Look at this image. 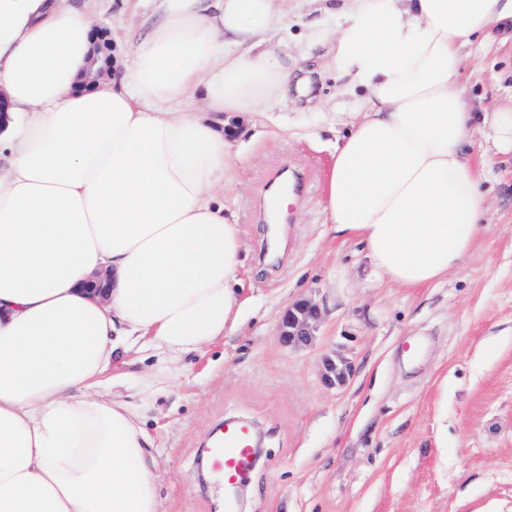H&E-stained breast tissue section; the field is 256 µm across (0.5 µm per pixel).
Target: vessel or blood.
I'll use <instances>...</instances> for the list:
<instances>
[{
    "label": "vessel or blood",
    "instance_id": "obj_1",
    "mask_svg": "<svg viewBox=\"0 0 512 512\" xmlns=\"http://www.w3.org/2000/svg\"><path fill=\"white\" fill-rule=\"evenodd\" d=\"M283 186L297 196L304 194L307 189L301 175L286 169L277 172L269 184L273 191ZM254 448L252 428L240 421L224 423L211 440L210 466L224 483L226 512H237V488L254 468Z\"/></svg>",
    "mask_w": 512,
    "mask_h": 512
}]
</instances>
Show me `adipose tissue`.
I'll list each match as a JSON object with an SVG mask.
<instances>
[{
  "label": "adipose tissue",
  "mask_w": 512,
  "mask_h": 512,
  "mask_svg": "<svg viewBox=\"0 0 512 512\" xmlns=\"http://www.w3.org/2000/svg\"><path fill=\"white\" fill-rule=\"evenodd\" d=\"M284 3L154 0L133 68L88 89V9L0 0V512H161L112 371L134 347L173 364L240 325L224 118L287 98ZM318 3L311 42L358 98L325 221L391 282L436 284L486 231L462 50L512 27V0Z\"/></svg>",
  "instance_id": "adipose-tissue-1"
}]
</instances>
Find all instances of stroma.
Returning <instances> with one entry per match:
<instances>
[{
    "instance_id": "stroma-1",
    "label": "stroma",
    "mask_w": 512,
    "mask_h": 512,
    "mask_svg": "<svg viewBox=\"0 0 512 512\" xmlns=\"http://www.w3.org/2000/svg\"><path fill=\"white\" fill-rule=\"evenodd\" d=\"M112 46L110 76L133 65L151 0H88ZM283 37L310 51L309 0H288ZM461 76L473 111L512 105V35L497 32L463 50ZM312 93H289L282 110L233 116L239 184L225 192L244 241L238 332L159 374L149 352L120 366L121 395L140 406L160 475L164 512H224V492L199 471L219 422L238 418L264 439L246 479L243 512H512V154L489 127L474 130L485 160L487 233L447 278L402 288L362 246L334 236L323 211L331 143L354 118L335 74L312 73ZM288 164L310 178L289 224L268 237L257 202L268 175ZM309 297L322 318L314 343L283 346L278 321ZM416 355H408L409 346ZM352 365L329 388L322 359Z\"/></svg>"
}]
</instances>
